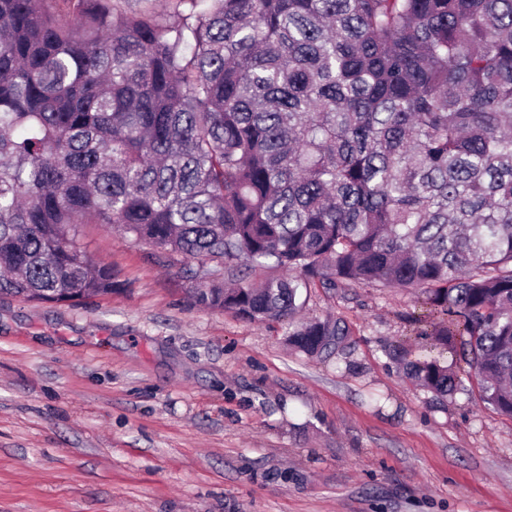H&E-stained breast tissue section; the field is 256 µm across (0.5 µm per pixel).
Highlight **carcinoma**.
I'll list each match as a JSON object with an SVG mask.
<instances>
[{"label": "carcinoma", "mask_w": 512, "mask_h": 512, "mask_svg": "<svg viewBox=\"0 0 512 512\" xmlns=\"http://www.w3.org/2000/svg\"><path fill=\"white\" fill-rule=\"evenodd\" d=\"M80 224L196 262V304L311 355L343 332L295 320L302 290L413 288L512 417V0H0V295L112 292Z\"/></svg>", "instance_id": "1"}]
</instances>
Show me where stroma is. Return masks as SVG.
Wrapping results in <instances>:
<instances>
[{
	"mask_svg": "<svg viewBox=\"0 0 512 512\" xmlns=\"http://www.w3.org/2000/svg\"><path fill=\"white\" fill-rule=\"evenodd\" d=\"M112 291L0 295V512H512V417L419 335L410 288L309 289L345 330L307 355L284 324L195 305L182 256L78 227ZM452 365L460 390L405 361ZM408 375L421 387L440 397L458 390L460 381L451 367L435 359L417 360L408 364Z\"/></svg>",
	"mask_w": 512,
	"mask_h": 512,
	"instance_id": "obj_1",
	"label": "stroma"
}]
</instances>
